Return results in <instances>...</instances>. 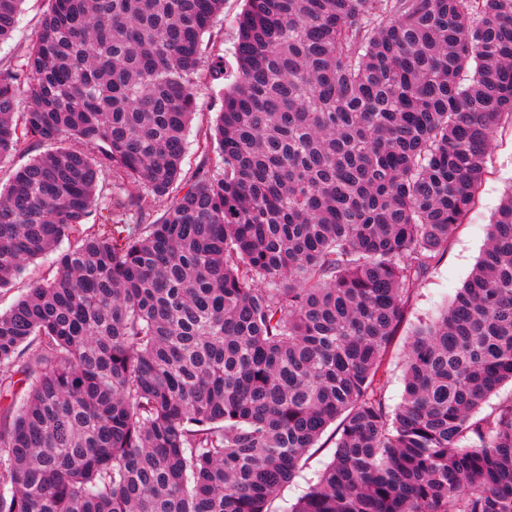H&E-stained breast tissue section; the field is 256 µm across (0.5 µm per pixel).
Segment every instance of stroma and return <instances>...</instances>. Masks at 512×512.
<instances>
[{"label": "stroma", "mask_w": 512, "mask_h": 512, "mask_svg": "<svg viewBox=\"0 0 512 512\" xmlns=\"http://www.w3.org/2000/svg\"><path fill=\"white\" fill-rule=\"evenodd\" d=\"M243 0H224V13L211 34L204 37L207 55H228L236 38V17ZM48 9V0H24L21 13L9 38L0 42V70L17 67L27 47L33 42L41 20ZM199 111L187 135L183 167L194 169L204 157L209 128L222 107L218 82L202 76L196 86ZM512 187V119L503 118L494 133L489 152L487 173L473 209L464 224L449 237L448 247L438 264L430 269L410 297L400 334L387 356L385 398L396 406L403 391V355L414 328L434 319L462 287L476 265L487 241L489 224L508 188ZM335 450L332 435H325L320 447L311 449L304 465L292 482L276 497L275 512H287L289 506L314 483L331 461Z\"/></svg>", "instance_id": "1"}]
</instances>
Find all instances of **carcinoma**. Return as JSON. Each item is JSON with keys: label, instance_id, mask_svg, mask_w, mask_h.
<instances>
[{"label": "carcinoma", "instance_id": "carcinoma-1", "mask_svg": "<svg viewBox=\"0 0 512 512\" xmlns=\"http://www.w3.org/2000/svg\"><path fill=\"white\" fill-rule=\"evenodd\" d=\"M0 72V512H512V192L385 360L512 117V0H49ZM23 0H0V40ZM222 81L183 169L202 70ZM112 174V193H97ZM151 197L160 209L144 205ZM243 7L242 0H224V13L218 18L213 32L204 36L206 54L210 56L224 55L231 59L229 52L236 38V17ZM46 148L47 146L45 145L37 146L31 145L30 143H24L18 147L17 151L12 156L10 163H7L0 168V188H2V186L4 187L8 182L13 169L25 164L32 157L44 151ZM54 255H50L48 259H38L34 263L29 265V272L21 279H18L12 288L8 292L0 293V311L3 312L8 309L11 304L21 295H23L28 288V279L30 277H36L45 272L51 264ZM333 427L323 437L321 448H312L304 458V466L293 479L286 484L279 492L273 503V510L287 512L288 506L293 504L297 498L306 490L308 484L314 483L318 475L332 460L335 450V439L331 435Z\"/></svg>", "mask_w": 512, "mask_h": 512}]
</instances>
